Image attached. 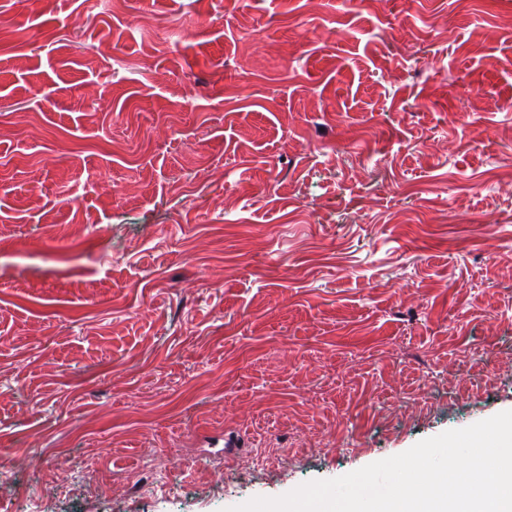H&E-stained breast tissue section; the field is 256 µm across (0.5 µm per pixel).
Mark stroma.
Returning <instances> with one entry per match:
<instances>
[{
	"label": "stroma",
	"mask_w": 512,
	"mask_h": 512,
	"mask_svg": "<svg viewBox=\"0 0 512 512\" xmlns=\"http://www.w3.org/2000/svg\"><path fill=\"white\" fill-rule=\"evenodd\" d=\"M507 173L512 0H0V512H227L512 410ZM146 437L151 494L71 501ZM319 442L309 443L308 445L304 444V441L299 444H292L290 448H284L280 442L275 440L274 442H270L264 446H260L256 449L255 463L253 462L254 457H246L245 459H240L237 461V465L240 463H249V459L252 460V464L259 466V462L261 465L265 463L268 466H272L275 470L279 472H288V468L296 463V458L298 454L302 451L313 454H319L324 451L323 445H317Z\"/></svg>",
	"instance_id": "1"
}]
</instances>
